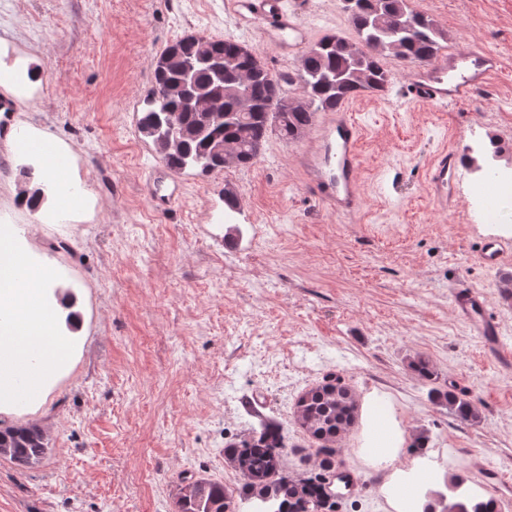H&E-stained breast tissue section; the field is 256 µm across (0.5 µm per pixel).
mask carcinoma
<instances>
[{
    "label": "carcinoma",
    "instance_id": "carcinoma-1",
    "mask_svg": "<svg viewBox=\"0 0 512 512\" xmlns=\"http://www.w3.org/2000/svg\"><path fill=\"white\" fill-rule=\"evenodd\" d=\"M358 41L327 35L304 56L297 80L301 96L285 104L281 79L272 75L245 45L232 39L189 34L166 48L163 65H155V90L138 118L139 134L157 152H167L164 163L181 173L202 175L225 170L224 148L238 152L237 165L246 167L259 157L270 136L291 141L300 138L314 114L336 108L362 91L381 92L391 81L385 60L429 64L447 39L446 30L433 19L412 9L408 0H344ZM192 68V91L221 102L224 119L209 125L189 110L181 92L184 73ZM408 368L430 385L428 397L463 423L481 416L477 407L444 383L429 358L416 354ZM355 392L345 382L325 377L302 392L294 403V418L305 431L309 445L303 458L312 466L290 474L284 464L286 448L280 423L261 420L259 428L224 445V458L242 483L229 488L203 476L190 480L192 490L181 487L175 512H240L248 504L253 512H336L337 448L342 434L358 419ZM19 466L39 463L48 449L43 430L36 426L0 428V450ZM465 480L453 476L449 499L427 493L422 512H497L493 498L479 500L463 490Z\"/></svg>",
    "mask_w": 512,
    "mask_h": 512
}]
</instances>
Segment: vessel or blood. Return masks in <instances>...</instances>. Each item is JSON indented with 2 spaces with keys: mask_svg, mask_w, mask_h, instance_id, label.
I'll list each match as a JSON object with an SVG mask.
<instances>
[{
  "mask_svg": "<svg viewBox=\"0 0 512 512\" xmlns=\"http://www.w3.org/2000/svg\"><path fill=\"white\" fill-rule=\"evenodd\" d=\"M288 0H224V10L243 28H258L276 56L300 61L311 38L302 16L289 10ZM502 68L501 56L487 49L453 48L433 64L407 69L402 93L414 106L461 105L468 102ZM363 130L348 106L325 113L308 148L299 157L309 194L343 215L360 213L366 204L362 189L360 142ZM463 173L457 151L437 154L428 168L430 197L441 209L453 207L461 193ZM179 189L177 175L155 169L145 180L146 191L157 206L171 204L172 192L159 195V184ZM481 258L491 269L512 265V238H496L481 246ZM454 309L481 337L486 354L507 366L512 351L504 349L497 320L484 297L475 289L460 286L453 293Z\"/></svg>",
  "mask_w": 512,
  "mask_h": 512,
  "instance_id": "vessel-or-blood-1",
  "label": "vessel or blood"
}]
</instances>
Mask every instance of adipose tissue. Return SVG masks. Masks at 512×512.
<instances>
[{"label":"adipose tissue","instance_id":"obj_1","mask_svg":"<svg viewBox=\"0 0 512 512\" xmlns=\"http://www.w3.org/2000/svg\"><path fill=\"white\" fill-rule=\"evenodd\" d=\"M66 288L51 279L18 242L11 226H0V412L42 400L57 375L75 357L74 332L80 319L65 296ZM365 461L393 464L405 432L386 396L363 399Z\"/></svg>","mask_w":512,"mask_h":512}]
</instances>
